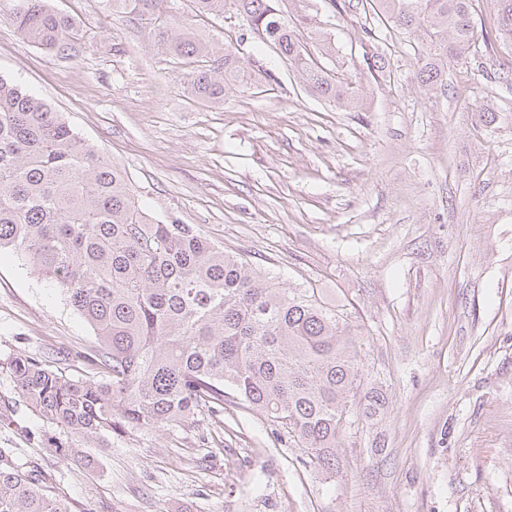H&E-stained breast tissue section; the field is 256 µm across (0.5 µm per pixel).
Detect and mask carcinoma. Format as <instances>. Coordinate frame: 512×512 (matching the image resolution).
Segmentation results:
<instances>
[{"label":"carcinoma","instance_id":"obj_1","mask_svg":"<svg viewBox=\"0 0 512 512\" xmlns=\"http://www.w3.org/2000/svg\"><path fill=\"white\" fill-rule=\"evenodd\" d=\"M474 0H373L376 14L423 37L433 53L421 83L442 80L439 62L467 59L478 40ZM496 36L512 48V0H493ZM139 24L171 0H109ZM195 16L241 15L296 68L306 89L361 111L365 94L344 74L313 61L296 37L311 29L323 56L332 37L309 15L274 0H192ZM0 15L50 55L75 58L74 20L50 0H0ZM149 41L178 63L198 102H224L248 75L240 58L183 20L149 30ZM24 253L40 277L62 290L92 327L95 371L68 378L31 355L8 361L15 387L42 417L82 436L189 423L203 408L224 414L231 394L260 410L305 449L306 464L336 470L347 426L384 410L377 389L359 392L363 366L343 318L307 288H282L193 224L159 220L136 198L128 177L37 95L0 78V251ZM0 512H71L31 461L0 448Z\"/></svg>","mask_w":512,"mask_h":512}]
</instances>
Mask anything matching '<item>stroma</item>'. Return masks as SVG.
Returning <instances> with one entry per match:
<instances>
[{
  "label": "stroma",
  "mask_w": 512,
  "mask_h": 512,
  "mask_svg": "<svg viewBox=\"0 0 512 512\" xmlns=\"http://www.w3.org/2000/svg\"><path fill=\"white\" fill-rule=\"evenodd\" d=\"M52 4L76 22L78 58L48 55L0 18V77L119 165L153 216L197 225L285 287L320 289L347 318L363 388L387 406L342 437L333 474L233 397L219 418L68 434L31 411L6 364L29 354L83 376L94 333L7 250L0 448L38 463L72 512H512V50L477 41L428 89L426 42L371 0H298L364 110L311 95L237 15L196 29L263 72L212 106L189 99L186 67L103 0ZM374 56L384 69L368 67Z\"/></svg>",
  "instance_id": "35a3bbf8"
}]
</instances>
